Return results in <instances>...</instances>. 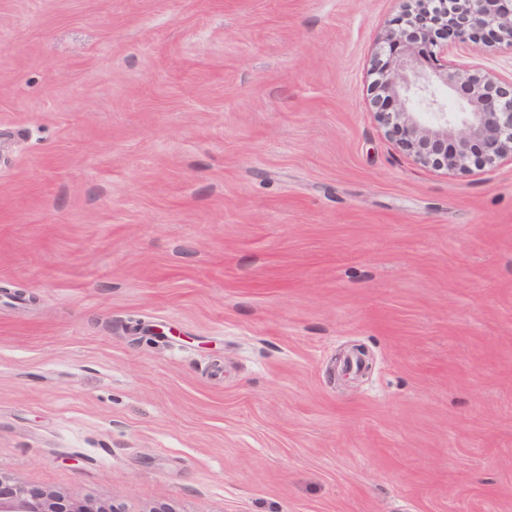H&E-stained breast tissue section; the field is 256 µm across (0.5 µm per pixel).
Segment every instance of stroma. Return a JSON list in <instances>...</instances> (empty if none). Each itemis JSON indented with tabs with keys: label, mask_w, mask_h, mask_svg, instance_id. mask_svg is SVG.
Masks as SVG:
<instances>
[{
	"label": "stroma",
	"mask_w": 512,
	"mask_h": 512,
	"mask_svg": "<svg viewBox=\"0 0 512 512\" xmlns=\"http://www.w3.org/2000/svg\"><path fill=\"white\" fill-rule=\"evenodd\" d=\"M400 0H0V477L109 512H512V162L377 122Z\"/></svg>",
	"instance_id": "stroma-1"
}]
</instances>
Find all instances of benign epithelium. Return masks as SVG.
Wrapping results in <instances>:
<instances>
[{
	"label": "benign epithelium",
	"mask_w": 512,
	"mask_h": 512,
	"mask_svg": "<svg viewBox=\"0 0 512 512\" xmlns=\"http://www.w3.org/2000/svg\"><path fill=\"white\" fill-rule=\"evenodd\" d=\"M512 52V0H462L443 38H428L417 51L393 31L386 35L388 61L374 83L399 107L378 112L402 150L423 165L448 171L469 169L467 160L492 166L512 160V75L485 70L476 62L481 43ZM469 60L450 64V51ZM465 85L462 112L445 111L440 88L456 94ZM0 512H106L93 504L69 503L54 492L0 480Z\"/></svg>",
	"instance_id": "1"
}]
</instances>
